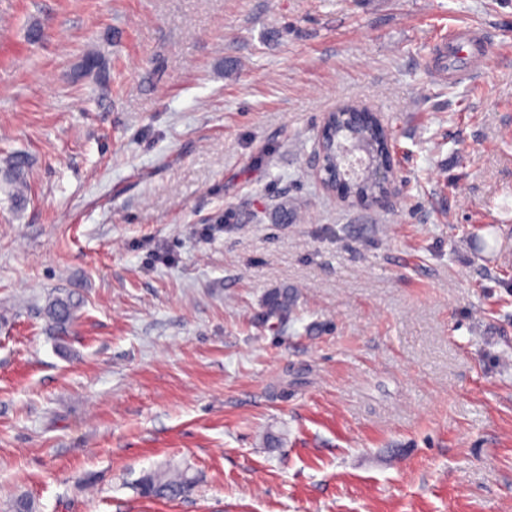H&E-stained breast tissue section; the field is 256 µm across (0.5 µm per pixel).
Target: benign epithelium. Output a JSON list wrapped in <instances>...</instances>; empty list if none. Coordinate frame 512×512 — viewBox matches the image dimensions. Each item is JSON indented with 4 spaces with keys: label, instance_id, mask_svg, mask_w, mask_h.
I'll use <instances>...</instances> for the list:
<instances>
[{
    "label": "benign epithelium",
    "instance_id": "benign-epithelium-1",
    "mask_svg": "<svg viewBox=\"0 0 512 512\" xmlns=\"http://www.w3.org/2000/svg\"><path fill=\"white\" fill-rule=\"evenodd\" d=\"M341 117L345 134L328 136L327 127ZM315 172L321 185L342 199L384 206L395 192L397 171L390 133L381 117L368 108L347 112L338 107L324 115L315 148Z\"/></svg>",
    "mask_w": 512,
    "mask_h": 512
}]
</instances>
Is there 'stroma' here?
Returning a JSON list of instances; mask_svg holds the SVG:
<instances>
[{"mask_svg":"<svg viewBox=\"0 0 512 512\" xmlns=\"http://www.w3.org/2000/svg\"><path fill=\"white\" fill-rule=\"evenodd\" d=\"M457 25L489 56L451 84ZM353 104L392 133L383 209L314 174ZM16 151L0 512H512V0H0ZM165 466L194 489L143 497ZM31 167L28 157L21 152L0 160V191L17 210L25 205L30 190ZM295 297L296 295L291 289H273L266 298V308L269 316L281 319L287 317L294 305ZM78 308V302L70 293H59L52 298L44 306L42 313L47 319L54 333L61 338L65 336L70 323L75 317Z\"/></svg>","mask_w":512,"mask_h":512,"instance_id":"1","label":"stroma"}]
</instances>
